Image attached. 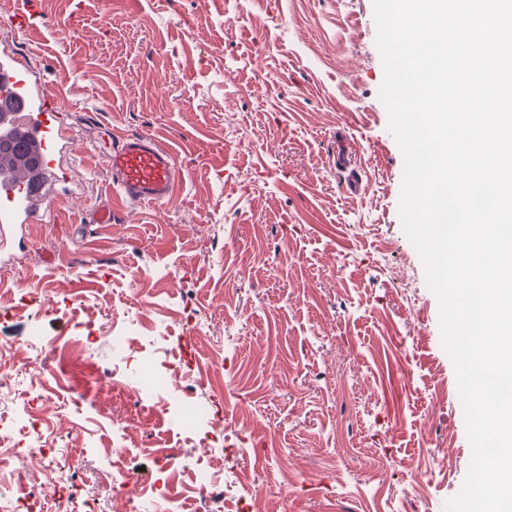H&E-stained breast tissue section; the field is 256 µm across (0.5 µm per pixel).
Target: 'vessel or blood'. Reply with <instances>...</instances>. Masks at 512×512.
<instances>
[{
    "label": "vessel or blood",
    "mask_w": 512,
    "mask_h": 512,
    "mask_svg": "<svg viewBox=\"0 0 512 512\" xmlns=\"http://www.w3.org/2000/svg\"><path fill=\"white\" fill-rule=\"evenodd\" d=\"M38 22L52 23L41 0H19L6 20L17 33ZM0 98L13 105L0 116V137L22 136L36 158L32 166L0 165V245L8 247L23 242L45 201L72 200L58 188L54 159L56 144L66 134L68 106L56 91L35 81L20 56L10 50L0 51ZM82 143L102 161L118 198L135 205H161L172 199L179 178L177 161L154 137L117 134L90 114Z\"/></svg>",
    "instance_id": "obj_1"
}]
</instances>
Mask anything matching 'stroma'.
Instances as JSON below:
<instances>
[{
    "mask_svg": "<svg viewBox=\"0 0 512 512\" xmlns=\"http://www.w3.org/2000/svg\"><path fill=\"white\" fill-rule=\"evenodd\" d=\"M17 2L0 0V49L65 85L69 134L100 112L170 147L180 179L168 204L87 224L108 179L60 155L79 198L0 275V366L30 356L37 329L57 377L41 435L0 409L14 468L34 446L69 449L93 496L120 444L126 467L187 498L220 458L214 490L238 512H446L472 450L402 230L373 0H43L60 27L25 36L1 23ZM173 351L183 380L145 398L136 366L168 374ZM172 399L218 401L219 443L177 430ZM164 448L181 469L161 470Z\"/></svg>",
    "mask_w": 512,
    "mask_h": 512,
    "instance_id": "stroma-1",
    "label": "stroma"
}]
</instances>
